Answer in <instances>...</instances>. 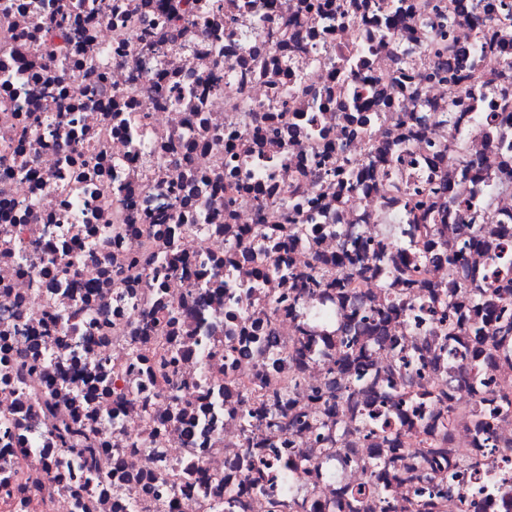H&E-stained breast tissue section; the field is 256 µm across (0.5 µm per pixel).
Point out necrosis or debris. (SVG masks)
<instances>
[{"mask_svg": "<svg viewBox=\"0 0 512 512\" xmlns=\"http://www.w3.org/2000/svg\"><path fill=\"white\" fill-rule=\"evenodd\" d=\"M57 2L0 0V512H512V337L439 297L512 282L504 0Z\"/></svg>", "mask_w": 512, "mask_h": 512, "instance_id": "necrosis-or-debris-1", "label": "necrosis or debris"}]
</instances>
